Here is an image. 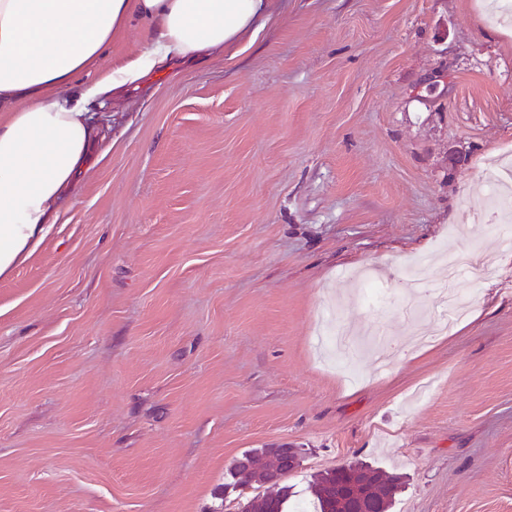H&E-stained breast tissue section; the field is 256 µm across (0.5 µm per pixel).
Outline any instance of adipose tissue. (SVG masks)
I'll list each match as a JSON object with an SVG mask.
<instances>
[{
	"instance_id": "1",
	"label": "adipose tissue",
	"mask_w": 512,
	"mask_h": 512,
	"mask_svg": "<svg viewBox=\"0 0 512 512\" xmlns=\"http://www.w3.org/2000/svg\"><path fill=\"white\" fill-rule=\"evenodd\" d=\"M272 19L269 0H0V276L57 222V203L85 169L98 139L90 101L173 58L206 61ZM137 23L147 31L140 56L71 95Z\"/></svg>"
}]
</instances>
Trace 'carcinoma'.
Listing matches in <instances>:
<instances>
[{
	"mask_svg": "<svg viewBox=\"0 0 512 512\" xmlns=\"http://www.w3.org/2000/svg\"><path fill=\"white\" fill-rule=\"evenodd\" d=\"M298 469L284 462L267 448L245 451L229 468L230 482L219 485L215 495L224 498L227 488L258 489L263 485L279 486L276 495L253 494L240 503V512H295L290 502V486L284 484ZM401 477L371 466L344 464L315 476L311 485L313 512H341L354 500H368L380 509L391 512Z\"/></svg>",
	"mask_w": 512,
	"mask_h": 512,
	"instance_id": "obj_1",
	"label": "carcinoma"
}]
</instances>
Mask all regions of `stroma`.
I'll use <instances>...</instances> for the list:
<instances>
[{
  "mask_svg": "<svg viewBox=\"0 0 512 512\" xmlns=\"http://www.w3.org/2000/svg\"><path fill=\"white\" fill-rule=\"evenodd\" d=\"M491 3L274 0L252 45L91 104L104 157L0 278V512H239L216 487L283 442L299 500L358 460L405 475L394 512H512V253L487 222L512 29ZM144 44L125 29L81 82ZM474 239L475 302L435 333Z\"/></svg>",
  "mask_w": 512,
  "mask_h": 512,
  "instance_id": "1",
  "label": "stroma"
}]
</instances>
